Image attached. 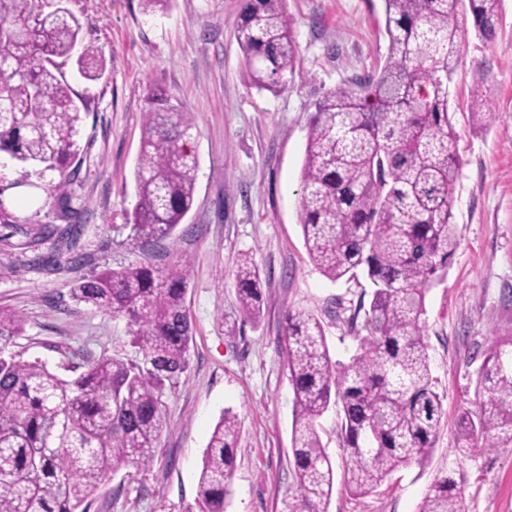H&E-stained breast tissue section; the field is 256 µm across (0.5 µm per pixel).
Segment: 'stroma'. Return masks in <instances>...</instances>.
I'll return each instance as SVG.
<instances>
[{"label": "stroma", "instance_id": "1", "mask_svg": "<svg viewBox=\"0 0 512 512\" xmlns=\"http://www.w3.org/2000/svg\"><path fill=\"white\" fill-rule=\"evenodd\" d=\"M84 43L106 63L83 79L74 60L60 70L83 102L82 153L65 172L72 209L0 169V305L23 316L25 332L6 354L45 363L62 378L89 357L139 360L125 318L71 296L73 284L105 269L176 257L192 266L186 306L193 340L188 367L162 400L167 414L150 464L120 467L89 512H193L202 458L224 411L240 420L224 512H288L292 494L295 395L283 316L303 307L322 316L330 356L357 347L347 319L369 291L366 279L329 281L309 260L300 225L301 168L317 100L366 79L384 63L382 0H286L299 45L295 72L270 91L252 85L234 36L240 0H175L144 13L140 0H68ZM467 33L449 84L461 172L453 213L460 246L444 281L426 300L425 341L440 428L426 464L402 466L358 496L335 482L327 512H417L439 471L457 483L464 512H512V447L458 453L463 411H479L476 372L499 336L512 334V0H501L492 41ZM482 88L487 127L472 130L471 94ZM165 90L191 113L198 156L194 205L163 240H132L134 169L151 90ZM76 224L73 250L35 240L39 225ZM260 271L263 315L244 321L233 272L242 254ZM234 335H227V327Z\"/></svg>", "mask_w": 512, "mask_h": 512}]
</instances>
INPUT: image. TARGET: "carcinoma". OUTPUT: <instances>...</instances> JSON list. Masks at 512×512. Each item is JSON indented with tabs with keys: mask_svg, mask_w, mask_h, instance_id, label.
Returning <instances> with one entry per match:
<instances>
[{
	"mask_svg": "<svg viewBox=\"0 0 512 512\" xmlns=\"http://www.w3.org/2000/svg\"><path fill=\"white\" fill-rule=\"evenodd\" d=\"M382 2L384 64L325 94L308 123L300 201L308 256L332 282L361 271L373 291L349 318L359 345L347 362L330 358L319 316L300 307L284 315L295 393L289 512H327L336 473L317 419L330 403L342 410L343 482L359 496L399 466L426 463L440 422L423 316L429 290L459 246L452 209L460 163L448 84L460 60L463 0ZM468 3L476 35L492 40L501 0ZM236 32L251 83L282 86L297 59L285 0H242ZM72 57L87 80L105 70L97 49L81 43L70 10L48 0H0V154L13 163L61 172L79 154L81 111L57 62ZM193 128L190 113L164 93L148 97L134 238L169 237L191 210ZM37 236L69 249L77 230L46 224ZM191 274L183 258L131 263L71 289L76 301L127 318L137 362L103 354L65 380L44 363L0 354V512H89L115 469L153 460L166 424L163 391L187 367ZM234 277L243 317L256 324L262 299L252 257L239 258ZM23 330V318L1 307L0 345ZM476 389L481 412L461 414L457 451L467 454L488 437L497 448L512 447V334L484 351ZM239 429L226 412L210 435L198 512H224ZM418 512H463L452 476L435 478Z\"/></svg>",
	"mask_w": 512,
	"mask_h": 512,
	"instance_id": "1",
	"label": "carcinoma"
}]
</instances>
